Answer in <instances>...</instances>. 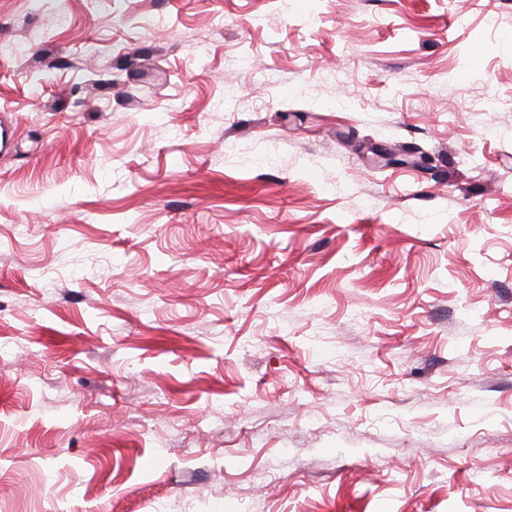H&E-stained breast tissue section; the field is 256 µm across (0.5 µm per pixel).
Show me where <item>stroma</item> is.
<instances>
[{
    "instance_id": "1",
    "label": "stroma",
    "mask_w": 512,
    "mask_h": 512,
    "mask_svg": "<svg viewBox=\"0 0 512 512\" xmlns=\"http://www.w3.org/2000/svg\"><path fill=\"white\" fill-rule=\"evenodd\" d=\"M0 126V512H512V0H0Z\"/></svg>"
}]
</instances>
